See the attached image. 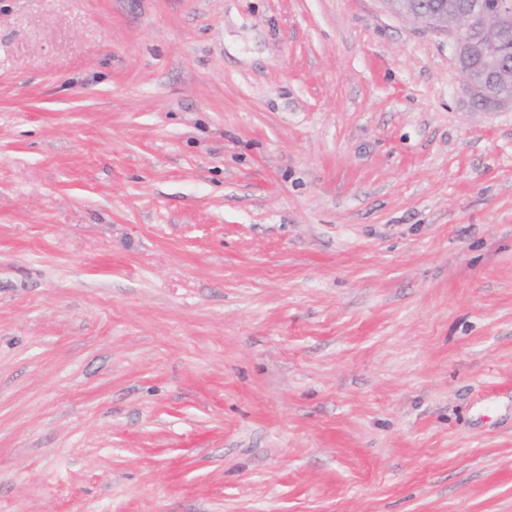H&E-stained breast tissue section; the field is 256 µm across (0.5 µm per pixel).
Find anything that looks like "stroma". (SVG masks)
<instances>
[{"label": "stroma", "mask_w": 512, "mask_h": 512, "mask_svg": "<svg viewBox=\"0 0 512 512\" xmlns=\"http://www.w3.org/2000/svg\"><path fill=\"white\" fill-rule=\"evenodd\" d=\"M0 512H512V105L384 0H0Z\"/></svg>", "instance_id": "1"}]
</instances>
